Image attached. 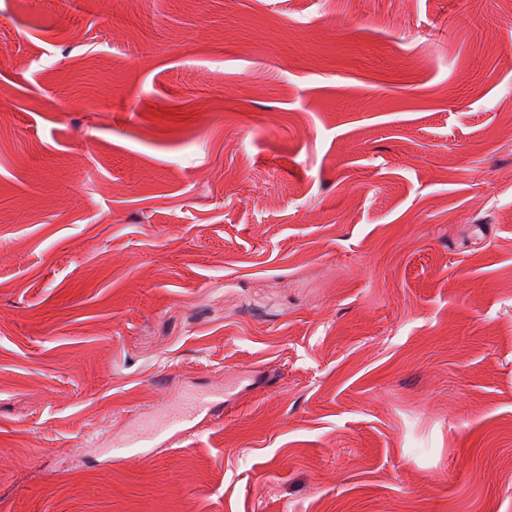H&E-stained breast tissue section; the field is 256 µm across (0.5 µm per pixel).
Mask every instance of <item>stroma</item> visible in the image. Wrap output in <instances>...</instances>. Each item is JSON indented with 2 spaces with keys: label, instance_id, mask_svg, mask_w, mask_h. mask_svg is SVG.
Here are the masks:
<instances>
[{
  "label": "stroma",
  "instance_id": "obj_1",
  "mask_svg": "<svg viewBox=\"0 0 512 512\" xmlns=\"http://www.w3.org/2000/svg\"><path fill=\"white\" fill-rule=\"evenodd\" d=\"M0 105V512H512V0H0Z\"/></svg>",
  "mask_w": 512,
  "mask_h": 512
}]
</instances>
